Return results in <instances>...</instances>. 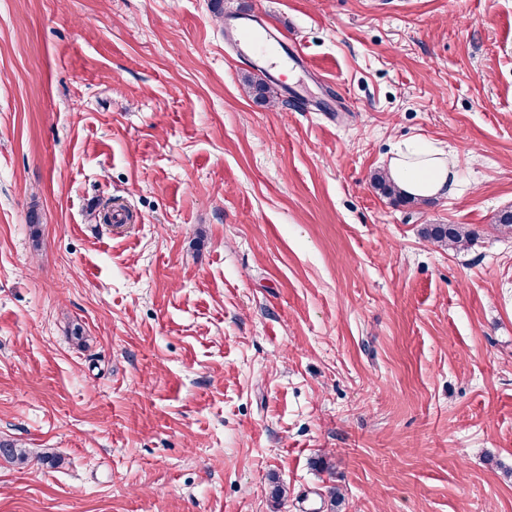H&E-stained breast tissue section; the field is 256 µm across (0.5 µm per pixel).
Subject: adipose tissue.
Instances as JSON below:
<instances>
[{
  "label": "adipose tissue",
  "mask_w": 512,
  "mask_h": 512,
  "mask_svg": "<svg viewBox=\"0 0 512 512\" xmlns=\"http://www.w3.org/2000/svg\"><path fill=\"white\" fill-rule=\"evenodd\" d=\"M388 170L398 187L413 197H445L454 194L459 183L444 149L423 140L397 146Z\"/></svg>",
  "instance_id": "1"
}]
</instances>
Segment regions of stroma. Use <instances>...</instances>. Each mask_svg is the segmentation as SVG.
<instances>
[{
    "mask_svg": "<svg viewBox=\"0 0 512 512\" xmlns=\"http://www.w3.org/2000/svg\"><path fill=\"white\" fill-rule=\"evenodd\" d=\"M506 209L512 0H0V512H512ZM239 47L242 53L249 52L264 61L263 70L286 69L289 66L306 69L307 63L301 56L297 45L285 49L276 37L268 30H259L250 23L241 27L239 33ZM388 170L398 187L413 197H448L459 183L458 171L444 149L423 140L397 146ZM422 234L440 247L461 249L472 243L476 237L473 230H465L457 224H428Z\"/></svg>",
    "mask_w": 512,
    "mask_h": 512,
    "instance_id": "stroma-1",
    "label": "stroma"
}]
</instances>
